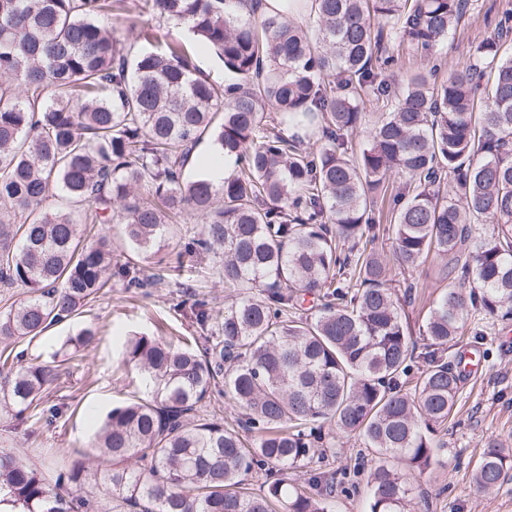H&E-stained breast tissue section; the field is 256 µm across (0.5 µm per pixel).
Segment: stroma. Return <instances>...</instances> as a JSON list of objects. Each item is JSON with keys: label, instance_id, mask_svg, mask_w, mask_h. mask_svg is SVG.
I'll return each instance as SVG.
<instances>
[{"label": "stroma", "instance_id": "35a3bbf8", "mask_svg": "<svg viewBox=\"0 0 512 512\" xmlns=\"http://www.w3.org/2000/svg\"><path fill=\"white\" fill-rule=\"evenodd\" d=\"M512 9V0H470V6L448 38L436 48L435 56H427L412 48L399 49V60L393 70L403 79L419 70L430 69L433 59H441L444 71L469 61L476 44L492 31L494 20L504 10ZM217 262L210 257L185 258L182 268L167 271L164 284L151 288L149 295L131 296L121 283L73 320L56 325L42 336L25 344L29 362L58 366L60 377L49 387L47 401L60 407L61 417L50 426L27 433L0 412V451L47 471L74 451H88L93 424L88 411L105 415L117 405L143 396L146 388L140 373L124 361L114 329L129 334L170 338L189 336L195 325L187 312L178 310L187 286H201L202 296L214 308L215 318H223L224 302L230 291L216 271ZM407 280L417 282L412 300L404 310L403 320L414 339H421L430 306L448 276L442 274L435 259L413 272ZM94 325L96 339L82 348L74 358H67L62 345L68 335L84 325ZM481 338L465 336L461 346L445 351L446 359H454L462 349L479 347L482 367L471 381L460 384L458 403L439 436L445 444L440 462L431 473L411 475L414 499L425 512H512V478L496 490L484 492L476 488L471 469L481 457L489 439H500L512 448V320L484 318L479 322ZM365 449L357 438L337 439L328 455L331 466L350 473L355 489L337 492L338 512H366V476L359 473Z\"/></svg>", "mask_w": 512, "mask_h": 512}]
</instances>
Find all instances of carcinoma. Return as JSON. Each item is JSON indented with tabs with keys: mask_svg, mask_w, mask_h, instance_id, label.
I'll list each match as a JSON object with an SVG mask.
<instances>
[{
	"mask_svg": "<svg viewBox=\"0 0 512 512\" xmlns=\"http://www.w3.org/2000/svg\"><path fill=\"white\" fill-rule=\"evenodd\" d=\"M259 2L0 0V285L28 288L0 311V409L19 425L53 424L60 409L42 406L53 371L21 364L10 344L80 314L114 279L156 285L142 274L156 254L217 256L237 290L215 326L206 300L176 304L200 327L196 348L195 337L126 336L147 395L97 425L95 469L64 463L52 482L0 453V491L28 512H108L114 496L127 512H333L336 471L320 448L338 433L371 450L367 512H412L408 474L439 462L438 429L458 400L439 353L478 316L512 319V13L475 63L442 79L434 65L433 80L414 75L394 95L391 48H433L468 0H315L311 29ZM109 14L175 21L191 46L136 51L100 24ZM192 50L215 53L231 79L199 77ZM368 89L386 112L354 156ZM205 139L234 164L219 184L187 170ZM391 181L383 228L373 205ZM52 192L64 207H46ZM176 217L200 231L186 238ZM382 234L400 268L431 256L450 275L422 345L402 319L416 284L398 295ZM306 295L319 301L310 317L298 308ZM97 334L87 324L63 348ZM215 392L244 412L250 438L206 410ZM511 471L512 449L491 439L471 478L491 491ZM252 472L264 477L258 493L243 482ZM89 480L100 500L62 495Z\"/></svg>",
	"mask_w": 512,
	"mask_h": 512,
	"instance_id": "cac0c4a2",
	"label": "carcinoma"
}]
</instances>
